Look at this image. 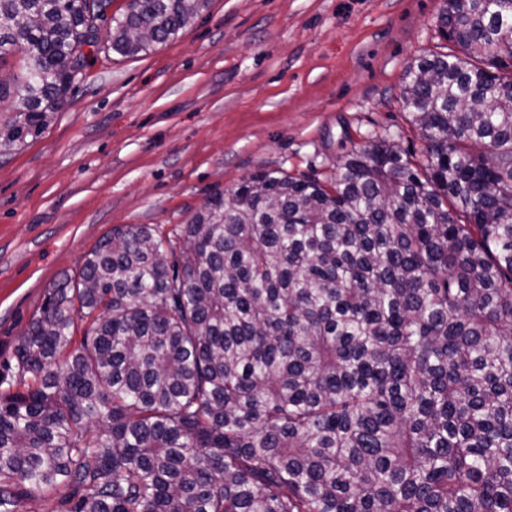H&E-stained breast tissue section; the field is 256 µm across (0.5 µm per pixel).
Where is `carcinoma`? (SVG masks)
Returning a JSON list of instances; mask_svg holds the SVG:
<instances>
[{
	"label": "carcinoma",
	"mask_w": 512,
	"mask_h": 512,
	"mask_svg": "<svg viewBox=\"0 0 512 512\" xmlns=\"http://www.w3.org/2000/svg\"><path fill=\"white\" fill-rule=\"evenodd\" d=\"M64 2L0 0V62L26 63L0 148L64 108L104 23L135 57L209 0ZM437 27L400 92L422 163L387 136L326 184L258 171L53 286L0 380V512L62 484L63 512H512V0Z\"/></svg>",
	"instance_id": "carcinoma-1"
}]
</instances>
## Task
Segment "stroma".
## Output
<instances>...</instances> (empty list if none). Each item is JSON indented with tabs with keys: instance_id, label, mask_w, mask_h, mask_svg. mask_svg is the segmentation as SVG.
Returning a JSON list of instances; mask_svg holds the SVG:
<instances>
[{
	"instance_id": "1",
	"label": "stroma",
	"mask_w": 512,
	"mask_h": 512,
	"mask_svg": "<svg viewBox=\"0 0 512 512\" xmlns=\"http://www.w3.org/2000/svg\"><path fill=\"white\" fill-rule=\"evenodd\" d=\"M443 0H209L149 54L89 57L47 129L0 150V377L55 282L114 226L187 223L261 170L327 181L344 148L423 144L400 89Z\"/></svg>"
}]
</instances>
